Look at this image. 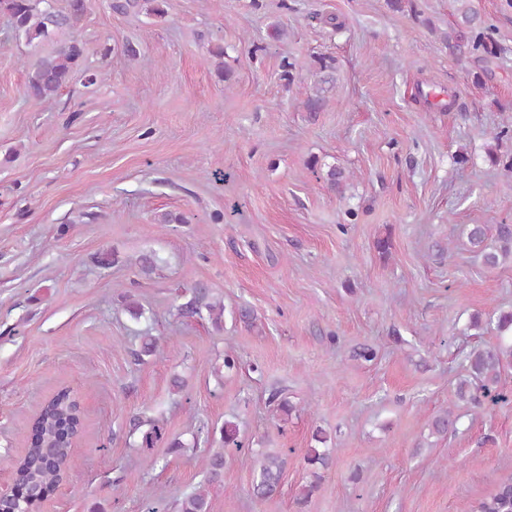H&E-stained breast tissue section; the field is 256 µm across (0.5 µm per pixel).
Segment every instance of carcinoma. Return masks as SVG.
Here are the masks:
<instances>
[{
	"label": "carcinoma",
	"mask_w": 512,
	"mask_h": 512,
	"mask_svg": "<svg viewBox=\"0 0 512 512\" xmlns=\"http://www.w3.org/2000/svg\"><path fill=\"white\" fill-rule=\"evenodd\" d=\"M456 20L449 26L445 42L454 52L469 54L480 62L488 63L499 58L501 48L488 33V27L470 0H457ZM87 10L86 0H68L65 10L58 11L52 0H0V12L10 15L17 34L28 40L51 39L57 41L56 48L40 58L28 74L27 90L36 98L52 100L71 78L84 54L81 42L67 32L75 29ZM327 71L315 91L305 102L309 112L322 109L325 94L333 89V77L329 74L332 66L324 63ZM352 174L336 166H328L326 181L339 195H344ZM467 239L471 247L482 255L484 265L495 269L500 264V256L512 253V224L497 226L498 247L487 244V228L474 224L467 229ZM185 317L203 316L216 329L223 328L224 303L210 297L206 288L192 289V297L180 306ZM486 328L503 333L512 330V311L494 310L485 320ZM467 375L456 386L455 396L461 401H469L477 406L482 399L501 395H491L499 382L503 363L512 362V343L499 342L471 350L465 356ZM146 427L142 432L141 447L151 449L165 436L163 423L158 419L140 422ZM456 418L451 408H446L432 417V432L445 435L455 428ZM83 430L82 414L77 398L67 387L59 388L51 397L42 402L30 424L26 437L28 447L16 464L20 483L29 487L51 489L65 477L73 453L74 439ZM219 448H210L202 457L203 482L179 503L178 512H213L210 488L224 481V447L243 448L238 440L236 426L230 422L220 428ZM305 461L315 478L332 464L331 449L311 448ZM287 465V455L281 448H264L250 456L253 471L252 493L258 498L271 496L279 487ZM466 512H512V476L499 480L496 488L486 497L468 506Z\"/></svg>",
	"instance_id": "cac0c4a2"
}]
</instances>
